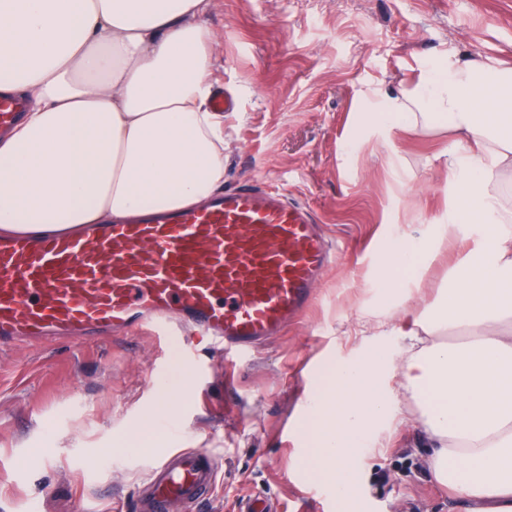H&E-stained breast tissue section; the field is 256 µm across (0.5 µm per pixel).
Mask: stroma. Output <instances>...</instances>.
I'll use <instances>...</instances> for the list:
<instances>
[{
    "instance_id": "35a3bbf8",
    "label": "stroma",
    "mask_w": 512,
    "mask_h": 512,
    "mask_svg": "<svg viewBox=\"0 0 512 512\" xmlns=\"http://www.w3.org/2000/svg\"><path fill=\"white\" fill-rule=\"evenodd\" d=\"M224 68V186H281L308 206L341 254L301 319L250 361L226 371L203 350L185 365L174 426L142 432L157 412L167 357L140 331L80 350L63 344L0 351V512H114L148 475L134 448H185L223 459L205 512H240L257 491L282 512H470L427 465L419 408L400 394L353 462L355 504L342 508L311 473L300 436L309 390L336 360L382 341L399 316L423 314L435 336L466 344L476 327L441 312L457 264L482 254L483 226L453 224L459 202L445 165L447 132H385L369 106L376 90L416 82L451 56L512 67V0H218L206 20ZM427 244L417 273L386 280L377 261L402 233Z\"/></svg>"
}]
</instances>
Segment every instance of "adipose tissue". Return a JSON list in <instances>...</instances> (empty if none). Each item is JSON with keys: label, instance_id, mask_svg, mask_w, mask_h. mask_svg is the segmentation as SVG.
<instances>
[{"label": "adipose tissue", "instance_id": "adipose-tissue-1", "mask_svg": "<svg viewBox=\"0 0 512 512\" xmlns=\"http://www.w3.org/2000/svg\"><path fill=\"white\" fill-rule=\"evenodd\" d=\"M215 0H0V92L27 104L0 134V236L76 233L149 211L197 207L224 184V115L204 20ZM444 118L448 169L463 199L438 225L482 216L512 222L491 188L512 172V69L460 57L384 93L387 131ZM446 320L482 327L475 345L421 338L378 342L337 362L310 393L308 462L352 500L353 459L392 416L397 392L418 397L436 480L472 512H512V236L489 260L461 263ZM399 376V386L390 377Z\"/></svg>", "mask_w": 512, "mask_h": 512}]
</instances>
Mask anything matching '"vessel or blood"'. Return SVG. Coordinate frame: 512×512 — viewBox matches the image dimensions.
Returning <instances> with one entry per match:
<instances>
[{"label":"vessel or blood","instance_id":"1","mask_svg":"<svg viewBox=\"0 0 512 512\" xmlns=\"http://www.w3.org/2000/svg\"><path fill=\"white\" fill-rule=\"evenodd\" d=\"M335 258L310 210L253 184L78 235L0 237V344L81 349L103 329H147L186 358L201 340L245 360L308 308ZM222 470L201 448L154 460L137 510L197 512Z\"/></svg>","mask_w":512,"mask_h":512}]
</instances>
